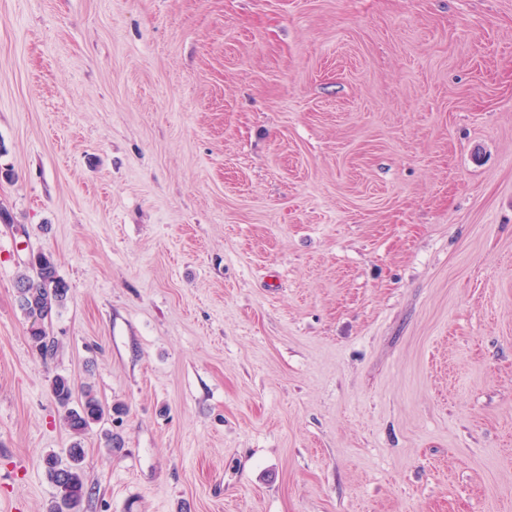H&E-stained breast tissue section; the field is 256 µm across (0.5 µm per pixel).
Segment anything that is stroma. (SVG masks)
Segmentation results:
<instances>
[{
    "label": "stroma",
    "instance_id": "stroma-1",
    "mask_svg": "<svg viewBox=\"0 0 512 512\" xmlns=\"http://www.w3.org/2000/svg\"><path fill=\"white\" fill-rule=\"evenodd\" d=\"M58 375L79 512H512V0H0V512ZM29 270L32 274L22 273L17 277L15 286L22 287L16 288L17 304L23 314L31 320L28 328L29 342L46 358L52 355L54 350L45 328V321L51 320L56 310L65 306L70 288L58 275L50 254L39 252L34 255ZM50 387L55 399L65 410L64 421L75 440L70 444L65 458L49 454L43 460L47 479L56 491L48 512H78V506L85 494L81 468L84 457L81 436L92 425L100 423L106 416H111L112 407L104 405L90 387L83 390L76 406H71L73 384L61 375L52 379Z\"/></svg>",
    "mask_w": 512,
    "mask_h": 512
}]
</instances>
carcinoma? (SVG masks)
Masks as SVG:
<instances>
[{
    "label": "carcinoma",
    "mask_w": 512,
    "mask_h": 512,
    "mask_svg": "<svg viewBox=\"0 0 512 512\" xmlns=\"http://www.w3.org/2000/svg\"><path fill=\"white\" fill-rule=\"evenodd\" d=\"M29 270L31 273H22L17 277V304L30 319L29 342L39 354L46 357L50 355L53 346L45 322L51 320L57 309L65 306L70 288L58 275L55 262L47 253L39 252L34 255ZM50 387L55 399L65 410L64 421L74 441L70 444L66 457L49 454L43 460L47 479L55 488V496L48 512H78V506L85 494L81 468L84 457L81 436L92 425L111 415L112 409L104 405L89 387L83 390L78 402H73V384L64 376H55Z\"/></svg>",
    "instance_id": "1"
}]
</instances>
